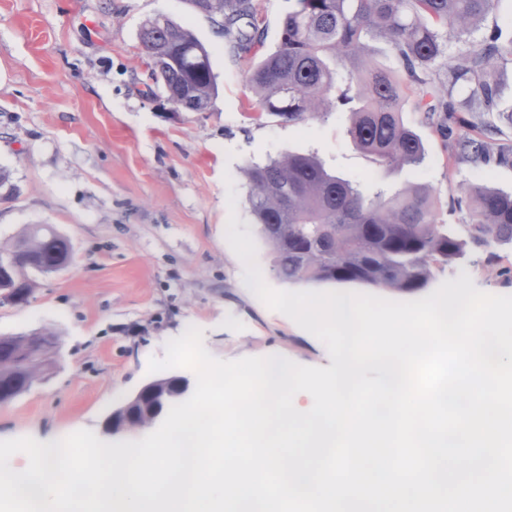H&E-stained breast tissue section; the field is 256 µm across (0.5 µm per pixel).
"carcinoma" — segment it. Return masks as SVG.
I'll return each mask as SVG.
<instances>
[{"instance_id": "carcinoma-1", "label": "carcinoma", "mask_w": 512, "mask_h": 512, "mask_svg": "<svg viewBox=\"0 0 512 512\" xmlns=\"http://www.w3.org/2000/svg\"><path fill=\"white\" fill-rule=\"evenodd\" d=\"M221 30L230 49L249 54L264 29L253 0H190ZM502 0H295L281 22L277 48L249 74L259 111L288 124L349 108L348 133L376 162L417 166L425 145L402 117L404 85L376 66L366 53L370 39L392 50L399 73L421 86L417 108L449 144L447 168L512 164V148L497 147L498 65L512 62V36L499 25L472 43L468 36L495 18ZM140 42L149 59L148 79L162 86L177 111L207 112L217 92L211 52L193 31L168 16L146 19ZM468 48L448 55L450 43ZM346 67L338 87L336 63ZM468 92L469 119L458 116L454 90ZM254 223L273 253L272 271L295 284L340 283L415 293L426 288L433 269L464 256L469 244H512V194L475 187L456 202L469 222L463 233L439 223L432 191L408 185L391 196L364 195L328 171L313 155L287 153L248 165ZM69 241L43 226L23 230L12 244H0V291L9 303L28 302L34 282L26 264L45 273L64 264ZM32 343L58 344L48 329L0 336V401L31 390L43 369L26 365L22 349Z\"/></svg>"}]
</instances>
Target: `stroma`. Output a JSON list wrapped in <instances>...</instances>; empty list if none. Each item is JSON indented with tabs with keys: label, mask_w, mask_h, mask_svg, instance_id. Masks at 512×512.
<instances>
[{
	"label": "stroma",
	"mask_w": 512,
	"mask_h": 512,
	"mask_svg": "<svg viewBox=\"0 0 512 512\" xmlns=\"http://www.w3.org/2000/svg\"><path fill=\"white\" fill-rule=\"evenodd\" d=\"M262 47L230 52L190 0H0V168L15 189L0 203V243L48 225L67 237L73 262L36 278L29 302L0 305V335L49 328L55 367L31 391L0 405V440L42 442L89 429L108 440L107 416L144 381L150 358L195 326L215 358L280 355L312 367L332 361L324 343L269 309L244 281L226 240L256 232L241 170L287 152L315 155L365 195L429 187L439 220L460 225L453 201L474 186L512 192V167L446 169L436 128L408 92L403 118L426 158L393 169L362 154L345 110L302 124L258 115L248 71L280 42L294 0H254ZM163 14L187 24L211 51L218 94L210 111H174L162 87L147 91L139 29ZM467 272L482 292L512 295V248L468 245L434 285Z\"/></svg>",
	"instance_id": "stroma-1"
}]
</instances>
